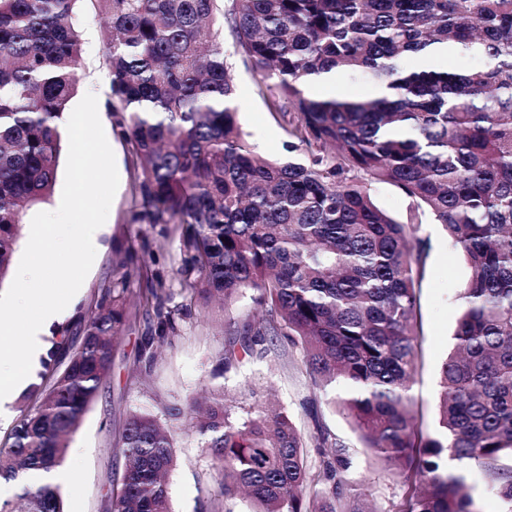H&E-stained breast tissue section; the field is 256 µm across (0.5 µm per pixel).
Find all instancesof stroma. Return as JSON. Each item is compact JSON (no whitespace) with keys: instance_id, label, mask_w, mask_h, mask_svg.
Returning <instances> with one entry per match:
<instances>
[{"instance_id":"35a3bbf8","label":"stroma","mask_w":512,"mask_h":512,"mask_svg":"<svg viewBox=\"0 0 512 512\" xmlns=\"http://www.w3.org/2000/svg\"><path fill=\"white\" fill-rule=\"evenodd\" d=\"M79 25L84 43L82 64L76 71L79 91L107 99L111 87L105 66L104 18L88 7L81 14ZM233 75L241 106L238 120L250 142L268 158L286 157L287 136L257 95L254 77L239 62L233 66ZM109 144L115 154L119 186L107 218V230L100 238L102 246L93 265L73 298V313L51 328L47 336L51 342L76 336L79 320L94 311L102 288L118 269L119 252L126 247L151 255L167 287H177L179 282L177 234L166 231L161 224L149 226L134 221L128 147L115 138ZM423 235L428 246L420 288L418 368L410 397L419 428L430 433L435 428L438 375L448 355L458 315L457 295L468 280L470 269L433 219H425ZM154 327L152 318L140 314L121 328L111 374L69 440L66 460L73 467L74 477L60 486L65 512H112L104 493L125 466V457L117 446V432L127 413H158L167 407H181L189 398L211 389L223 388L232 394L253 385L268 390L272 402L287 408L305 434H313L321 427L336 439L356 444L348 419L333 404L334 389L312 392L287 339H280L265 358L247 362L239 372H225L220 363L225 342L220 314L217 309L196 306L191 316L180 320L178 338L162 345L157 362L139 377H132L138 347ZM174 436L177 463L168 478L171 512H200L203 504L217 498L218 486L188 419L177 422ZM346 479L348 492L372 491L380 503L396 490L374 461L360 452L353 455Z\"/></svg>"}]
</instances>
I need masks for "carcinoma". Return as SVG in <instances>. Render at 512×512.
Returning <instances> with one entry per match:
<instances>
[{
  "label": "carcinoma",
  "instance_id": "1",
  "mask_svg": "<svg viewBox=\"0 0 512 512\" xmlns=\"http://www.w3.org/2000/svg\"><path fill=\"white\" fill-rule=\"evenodd\" d=\"M89 3L108 19L104 109L129 145L134 220L179 233V290L157 276L139 301L160 341L200 299L224 301L227 372L288 337L315 389L343 387L335 405L400 487L369 508L347 492L348 446L323 429L306 438L250 388L245 405L129 414L112 512H170L169 424L183 417L220 476L214 512H237L242 495L250 512H479L450 457L512 508V0H0V285L20 223L55 184ZM227 35L287 135L286 159L258 153L238 122ZM331 70L374 93L309 94ZM373 183L412 199L407 222L375 204ZM426 214L471 268L428 436L409 408ZM130 279L113 277L78 336L56 344L0 477L63 465L110 375ZM246 296L261 313L230 315ZM156 360L149 340L133 367ZM315 481L324 489L310 495ZM0 512H63L60 487L27 484Z\"/></svg>",
  "mask_w": 512,
  "mask_h": 512
}]
</instances>
